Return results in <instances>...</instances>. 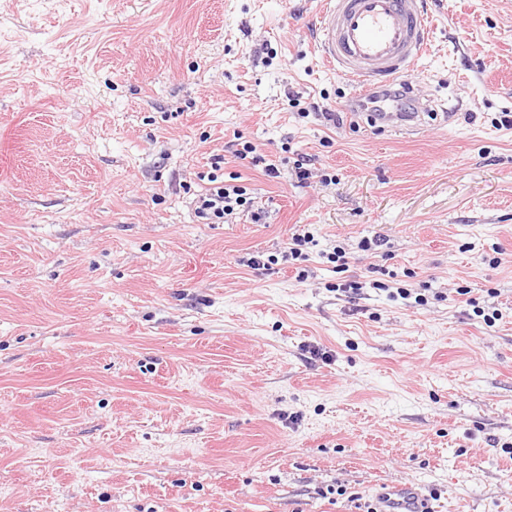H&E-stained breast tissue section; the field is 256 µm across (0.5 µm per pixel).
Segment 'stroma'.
Masks as SVG:
<instances>
[{"label":"stroma","instance_id":"stroma-1","mask_svg":"<svg viewBox=\"0 0 512 512\" xmlns=\"http://www.w3.org/2000/svg\"><path fill=\"white\" fill-rule=\"evenodd\" d=\"M319 9L0 0V512H512V0H422L410 134L324 120ZM213 160L211 171L198 176L200 181L207 180V187L196 195L195 216L202 224H223L224 219L247 209L253 223L258 224L263 217L262 209L253 210L255 202L245 186L224 183V173L218 174L223 170L224 158L217 155ZM385 496L388 498L386 511L382 510L385 500L381 497L378 501V507L370 502L364 503V505L367 504L365 506L367 510H363V512H432L428 511V507L424 508L422 506L429 496L410 485L392 486Z\"/></svg>","mask_w":512,"mask_h":512}]
</instances>
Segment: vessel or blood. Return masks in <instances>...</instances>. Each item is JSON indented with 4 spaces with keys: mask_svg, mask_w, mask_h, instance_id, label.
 I'll list each match as a JSON object with an SVG mask.
<instances>
[{
    "mask_svg": "<svg viewBox=\"0 0 512 512\" xmlns=\"http://www.w3.org/2000/svg\"><path fill=\"white\" fill-rule=\"evenodd\" d=\"M320 51L336 74L357 92L394 80L413 81L431 42L421 0H326L318 17ZM379 128L414 131L418 112H372ZM386 512H428L425 494L409 485L392 486Z\"/></svg>",
    "mask_w": 512,
    "mask_h": 512,
    "instance_id": "1",
    "label": "vessel or blood"
}]
</instances>
